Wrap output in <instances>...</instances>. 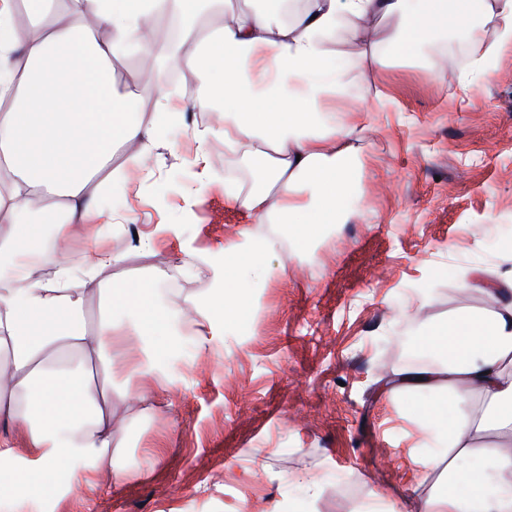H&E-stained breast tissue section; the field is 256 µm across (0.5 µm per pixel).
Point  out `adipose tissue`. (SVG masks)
Segmentation results:
<instances>
[{
    "instance_id": "obj_1",
    "label": "adipose tissue",
    "mask_w": 512,
    "mask_h": 512,
    "mask_svg": "<svg viewBox=\"0 0 512 512\" xmlns=\"http://www.w3.org/2000/svg\"><path fill=\"white\" fill-rule=\"evenodd\" d=\"M51 0H0V253L16 258L0 275V424L21 428L37 456L34 472L17 467L8 442L0 443V485L18 490L66 483L78 486L71 460L92 471L125 473L112 453L110 351L132 330L148 345L170 351L183 316L164 309L150 281L130 282L113 294L100 279L119 258L102 242L99 225L89 244L91 268L75 283L69 265L54 263L44 281L18 261L44 251L42 216L33 195L52 199L62 218L58 237L83 226L96 211L93 183L118 152L138 164L178 118L161 99L150 123L131 118L136 84L117 85L113 60L144 49L140 31L161 0H80L81 18L50 10ZM283 0L226 8L212 34L197 37L187 64L201 78L195 107L224 111L222 127L194 130L198 146L224 140V150L247 165L248 183L226 181L229 204L257 224L291 226L299 247L334 224L347 223L360 200L359 160L343 140L355 128L341 102L351 93L369 98L377 74L394 62L418 61L421 45L461 28L488 27L495 38L471 63L512 47V0H301L287 12ZM26 11L30 26L19 25ZM347 42L355 54L337 57ZM281 245L279 233L228 245L224 267L237 278L269 274L262 262ZM467 288L489 306L458 309L428 324L429 363L400 372L385 387L394 400L431 395L416 418L434 427L441 450L420 453L424 491L417 512H512V276L470 270ZM225 320L248 311L241 288L219 292L197 307L203 333H215L211 309ZM483 462L474 472L469 462Z\"/></svg>"
}]
</instances>
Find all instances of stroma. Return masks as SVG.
Returning <instances> with one entry per match:
<instances>
[{"instance_id": "35a3bbf8", "label": "stroma", "mask_w": 512, "mask_h": 512, "mask_svg": "<svg viewBox=\"0 0 512 512\" xmlns=\"http://www.w3.org/2000/svg\"><path fill=\"white\" fill-rule=\"evenodd\" d=\"M475 46L466 30L426 44L428 68L396 63L378 78L380 98H348L365 204L349 223L294 239L266 256L269 277L246 283L241 324L201 344L192 320L165 359L166 378H133L141 345L127 337L112 353L113 443L123 478L69 468L76 489L0 492L15 512H410L418 493L416 454L435 448L411 405L386 397L382 382L400 363L385 354L408 336L422 348L427 321L479 303L461 286L480 265L512 275L497 236L512 234V48L497 53L463 100L459 81ZM183 88L154 79L153 99L181 107L140 166L98 188L111 216L108 244L121 260L119 287L162 269L174 289L163 307L205 304L224 285V248L242 231L265 236L224 199L227 160L216 137L198 150L192 131L222 126L223 112L185 101ZM152 254H142L141 238ZM149 397L135 401L139 389ZM315 479L311 496L305 479Z\"/></svg>"}]
</instances>
